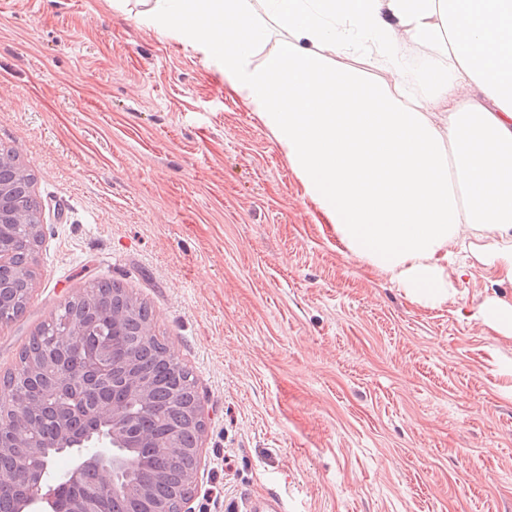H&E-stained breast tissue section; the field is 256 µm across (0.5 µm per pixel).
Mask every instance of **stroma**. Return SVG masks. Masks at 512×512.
Segmentation results:
<instances>
[{"label":"stroma","instance_id":"35a3bbf8","mask_svg":"<svg viewBox=\"0 0 512 512\" xmlns=\"http://www.w3.org/2000/svg\"><path fill=\"white\" fill-rule=\"evenodd\" d=\"M144 0H0V149L34 176L42 243L0 376L60 305L120 281L205 407L192 512H512V281L468 260L413 301L317 223L221 66ZM469 317L501 336L512 337V304L491 297L486 299Z\"/></svg>","mask_w":512,"mask_h":512}]
</instances>
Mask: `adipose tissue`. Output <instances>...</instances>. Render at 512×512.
Here are the masks:
<instances>
[{
    "label": "adipose tissue",
    "instance_id": "adipose-tissue-1",
    "mask_svg": "<svg viewBox=\"0 0 512 512\" xmlns=\"http://www.w3.org/2000/svg\"><path fill=\"white\" fill-rule=\"evenodd\" d=\"M145 19L220 61L346 252L432 305L470 240L512 279V0H154Z\"/></svg>",
    "mask_w": 512,
    "mask_h": 512
}]
</instances>
